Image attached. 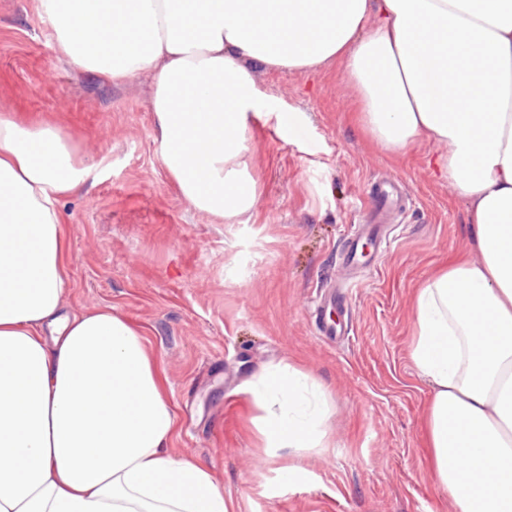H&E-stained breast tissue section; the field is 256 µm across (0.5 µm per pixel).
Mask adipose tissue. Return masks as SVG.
Wrapping results in <instances>:
<instances>
[{
  "label": "adipose tissue",
  "instance_id": "adipose-tissue-1",
  "mask_svg": "<svg viewBox=\"0 0 512 512\" xmlns=\"http://www.w3.org/2000/svg\"><path fill=\"white\" fill-rule=\"evenodd\" d=\"M59 54L112 84L151 79L162 165L225 224L259 201L247 122L280 112L258 72L340 61L363 128L398 152L447 145L479 258L417 295L411 357L431 389L439 484L456 512H512V0H37ZM89 168L57 122L0 111V512H231L175 456V409L143 331L67 311L59 203ZM258 446L290 483L330 447L331 394L288 361L254 373Z\"/></svg>",
  "mask_w": 512,
  "mask_h": 512
}]
</instances>
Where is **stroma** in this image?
<instances>
[{"mask_svg":"<svg viewBox=\"0 0 512 512\" xmlns=\"http://www.w3.org/2000/svg\"><path fill=\"white\" fill-rule=\"evenodd\" d=\"M305 134L277 115L250 116L249 171L260 187L244 224H218L173 190L154 140L150 82L104 85L53 48L34 0H0V110L58 121L92 167L60 202L73 310L111 306L141 327L175 405L179 455L203 461L236 512H456L429 445L430 388L410 356L421 284L475 260L465 203L418 140L391 153L358 121L340 64L259 74ZM407 196L389 218L374 268L343 270L342 251L377 181ZM353 276L345 308L316 305ZM346 336L316 333L315 315ZM299 364L329 387L331 448L309 452L288 486L257 446L245 386L260 367Z\"/></svg>","mask_w":512,"mask_h":512,"instance_id":"obj_1","label":"stroma"}]
</instances>
